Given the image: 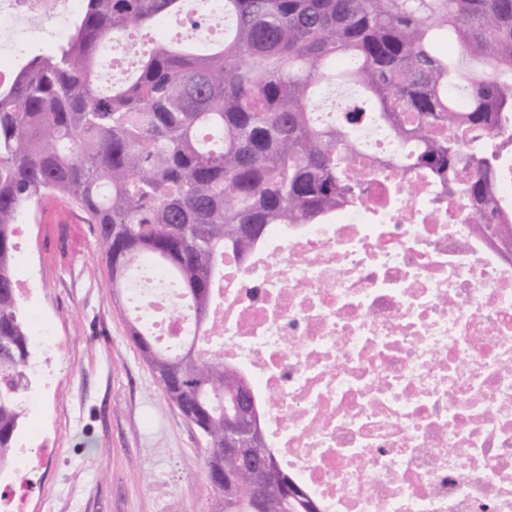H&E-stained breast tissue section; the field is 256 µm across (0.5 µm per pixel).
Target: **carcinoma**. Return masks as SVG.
Masks as SVG:
<instances>
[{
	"mask_svg": "<svg viewBox=\"0 0 512 512\" xmlns=\"http://www.w3.org/2000/svg\"><path fill=\"white\" fill-rule=\"evenodd\" d=\"M67 41L35 55L0 86V468L25 424L31 332L13 274L18 216L44 192L88 215L112 284L127 288L149 262L209 325L224 253L241 259L275 224H320L363 194L352 165L353 131L375 123L406 148L446 195L463 199L475 230L512 248L492 189L512 145V0H224L231 22L206 52L180 38L142 46L161 18L180 20L188 0H83ZM452 35L453 59L435 38ZM126 40L130 76L99 85L101 46ZM466 83L459 108L451 89ZM358 90L339 124L318 121L323 85ZM129 333L161 393L197 422L211 448L224 447L226 405L249 392L215 353L187 340L160 349L138 320ZM224 512H317L271 459L270 477L294 496L253 506L246 473Z\"/></svg>",
	"mask_w": 512,
	"mask_h": 512,
	"instance_id": "cac0c4a2",
	"label": "carcinoma"
}]
</instances>
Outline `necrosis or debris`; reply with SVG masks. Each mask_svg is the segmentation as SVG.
<instances>
[{
	"label": "necrosis or debris",
	"instance_id": "necrosis-or-debris-1",
	"mask_svg": "<svg viewBox=\"0 0 512 512\" xmlns=\"http://www.w3.org/2000/svg\"><path fill=\"white\" fill-rule=\"evenodd\" d=\"M79 0H0V56ZM361 201L224 255L212 323L277 462L322 512H512V255L426 173L356 131ZM178 350L190 307L151 263L129 290Z\"/></svg>",
	"mask_w": 512,
	"mask_h": 512
}]
</instances>
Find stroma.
<instances>
[{"label": "stroma", "mask_w": 512, "mask_h": 512, "mask_svg": "<svg viewBox=\"0 0 512 512\" xmlns=\"http://www.w3.org/2000/svg\"><path fill=\"white\" fill-rule=\"evenodd\" d=\"M28 224L20 256L60 347L18 476L24 512H213L200 437L131 340L85 213L47 193Z\"/></svg>", "instance_id": "1"}]
</instances>
